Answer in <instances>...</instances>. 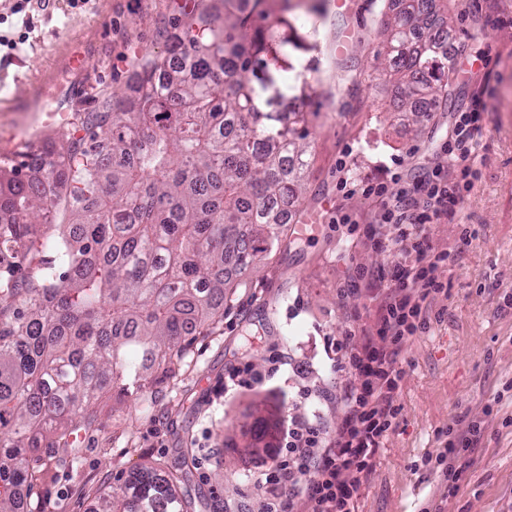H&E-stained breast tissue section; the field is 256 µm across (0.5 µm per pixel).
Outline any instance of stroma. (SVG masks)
<instances>
[{
    "label": "stroma",
    "mask_w": 512,
    "mask_h": 512,
    "mask_svg": "<svg viewBox=\"0 0 512 512\" xmlns=\"http://www.w3.org/2000/svg\"><path fill=\"white\" fill-rule=\"evenodd\" d=\"M197 0H45L26 31L16 16L0 34L25 35L0 51V152L34 137L46 107L75 116L121 94L145 57L165 53ZM280 15L315 27L320 68L310 74L309 166L295 222L278 248L231 294L214 334L194 337L174 373L143 391L93 405L75 468L45 465L42 512H95L99 496L119 491L125 473L152 465L180 476L195 512H259L260 480L289 420L305 416L335 432L341 400L358 379L338 370L330 342L369 325L367 290L392 255L369 240L378 205L363 195L400 159L405 175L433 165L454 113L489 83L482 146L470 161L480 176L461 210L434 225L438 247L459 250L439 266L444 293L431 301L423 329L406 342L396 426L363 486L356 512H512V0H448L439 20L458 48L448 73V109L414 124L399 109L401 89L383 76L381 31L395 9L387 0H263ZM72 57L87 67L69 69ZM349 215L351 225L337 223ZM251 365L261 382L227 386ZM482 434L454 461L449 483L436 460L450 434L470 422Z\"/></svg>",
    "instance_id": "obj_1"
}]
</instances>
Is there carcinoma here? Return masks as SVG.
Segmentation results:
<instances>
[{
	"label": "carcinoma",
	"mask_w": 512,
	"mask_h": 512,
	"mask_svg": "<svg viewBox=\"0 0 512 512\" xmlns=\"http://www.w3.org/2000/svg\"><path fill=\"white\" fill-rule=\"evenodd\" d=\"M220 0L185 14L167 55L119 98L0 159V512L38 495L30 450L74 464L89 407L130 394L208 335L227 292L280 241L308 166L315 88L306 25L258 16L252 37ZM439 0H407L384 30L389 75L416 122L438 98L448 56ZM178 479L130 471L95 512H191Z\"/></svg>",
	"instance_id": "cac0c4a2"
}]
</instances>
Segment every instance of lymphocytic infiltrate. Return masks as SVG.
<instances>
[{"label": "lymphocytic infiltrate", "mask_w": 512, "mask_h": 512, "mask_svg": "<svg viewBox=\"0 0 512 512\" xmlns=\"http://www.w3.org/2000/svg\"><path fill=\"white\" fill-rule=\"evenodd\" d=\"M474 94L468 111L455 119L441 159L413 179L391 171L388 182L365 189L379 203L369 237L376 246L396 252L386 290L376 311L375 333L358 350L347 349L345 367L359 386L344 394L346 414L335 440H328L307 418H294L285 429L274 464L263 485L269 494L262 512H291L293 498L306 499L310 512H355V503L376 456L396 425L399 383L396 364L403 346L424 323L431 300L446 285L436 270L455 263L457 252L434 246L429 228L456 214L474 187L476 174L465 162L475 156L483 138L484 97ZM395 234H388V227Z\"/></svg>", "instance_id": "1"}]
</instances>
